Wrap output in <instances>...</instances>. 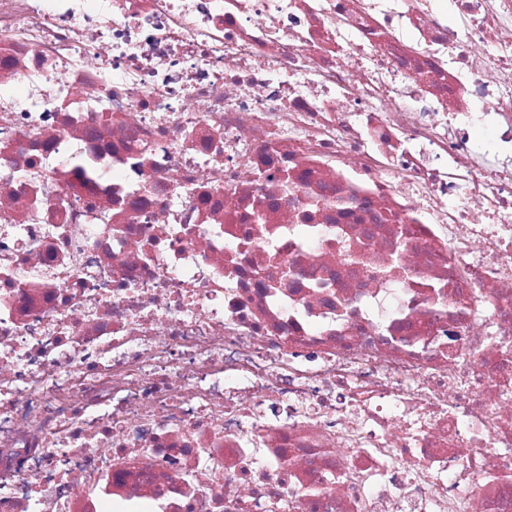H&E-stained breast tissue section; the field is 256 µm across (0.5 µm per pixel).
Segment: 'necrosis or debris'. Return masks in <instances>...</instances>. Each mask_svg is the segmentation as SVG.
I'll use <instances>...</instances> for the list:
<instances>
[{
	"instance_id": "1",
	"label": "necrosis or debris",
	"mask_w": 512,
	"mask_h": 512,
	"mask_svg": "<svg viewBox=\"0 0 512 512\" xmlns=\"http://www.w3.org/2000/svg\"><path fill=\"white\" fill-rule=\"evenodd\" d=\"M0 512H512V0H0Z\"/></svg>"
}]
</instances>
